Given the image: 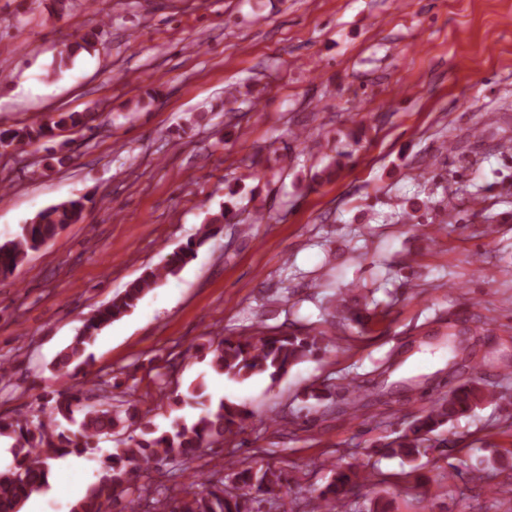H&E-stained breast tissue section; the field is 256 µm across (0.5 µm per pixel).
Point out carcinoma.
Segmentation results:
<instances>
[{
	"mask_svg": "<svg viewBox=\"0 0 512 512\" xmlns=\"http://www.w3.org/2000/svg\"><path fill=\"white\" fill-rule=\"evenodd\" d=\"M96 43V34L88 33L82 42L64 45L59 51V63L47 77L58 74L65 60L76 49L86 50ZM86 115L61 112L51 123H38L0 133V145H30L53 135L56 128L71 129L84 124ZM86 197L70 199L38 213L36 220L21 227L14 239L0 243V276L12 274L30 251H36L52 240L68 224L77 223L85 209ZM225 213L214 216L211 224L202 228L197 240L187 241L164 266L148 269L127 288L112 297L97 313L85 321L73 341L55 358L52 368L76 375L93 360L88 349L98 332L112 321L134 309L138 302L159 282L176 273V269L195 258L197 248L211 236L213 224H221ZM328 347L322 331L310 335H269L262 331L240 336H222L202 346L206 350L210 369L231 379L245 380L255 374L267 376L276 383L290 368L318 355ZM110 384L98 383L96 394L89 396L77 390L60 393L43 416L33 419L26 413L0 419V438L12 440V463L0 470V512H21L32 494L49 484L50 461L74 455L87 456L100 451L101 439L121 430H141L128 435L119 446L104 455L96 479L88 485L83 498L74 503L70 512H261L263 505L278 508V502L288 496L290 488L283 472L269 465L241 467L226 460L219 467L226 471L225 479L207 480L196 489L182 488L176 492L166 488L152 489L139 483V478L152 471L167 473L180 462L201 455L206 448L228 441L238 433L249 416L241 405L212 402L198 385L177 404H196L202 413L193 421L176 422L171 429L158 432L143 424L145 414L129 400L112 398ZM493 399L477 376L468 378L448 392V398L433 404L410 421L407 429L393 438L383 437L377 446L413 463L424 449L448 447V439H437L438 432L448 424L472 415L476 409ZM80 417H75V414ZM79 424L72 431L69 424ZM333 478L311 495L318 512H360L348 500L349 495L363 487H374V475L365 470H344L332 466Z\"/></svg>",
	"mask_w": 512,
	"mask_h": 512,
	"instance_id": "carcinoma-1",
	"label": "carcinoma"
}]
</instances>
